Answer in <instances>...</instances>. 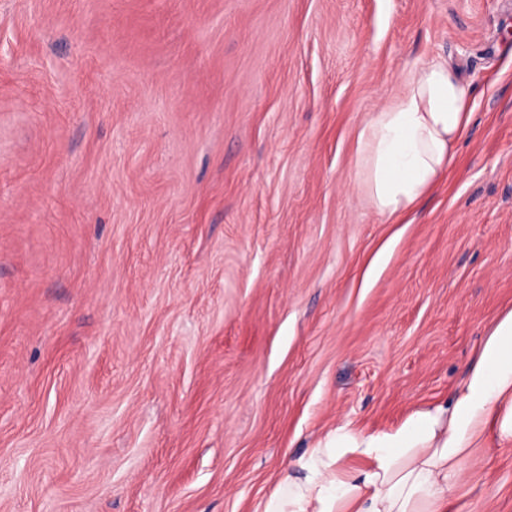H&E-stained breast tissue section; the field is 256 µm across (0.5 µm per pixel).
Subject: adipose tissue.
Masks as SVG:
<instances>
[{
  "mask_svg": "<svg viewBox=\"0 0 512 512\" xmlns=\"http://www.w3.org/2000/svg\"><path fill=\"white\" fill-rule=\"evenodd\" d=\"M471 118L469 91L447 62L413 69L358 136L370 205L389 218L409 210L447 173ZM491 428L512 441V311L499 317L448 405L416 410L391 432H327L263 512H449L450 480ZM349 456L366 468L344 467Z\"/></svg>",
  "mask_w": 512,
  "mask_h": 512,
  "instance_id": "1",
  "label": "adipose tissue"
}]
</instances>
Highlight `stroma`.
<instances>
[{"instance_id":"35a3bbf8","label":"stroma","mask_w":512,"mask_h":512,"mask_svg":"<svg viewBox=\"0 0 512 512\" xmlns=\"http://www.w3.org/2000/svg\"><path fill=\"white\" fill-rule=\"evenodd\" d=\"M473 117L400 223L358 134ZM512 310V0H0V512H255L448 402ZM451 512H512L494 431ZM469 91L432 58L403 81L400 93L358 136L359 177L370 205L402 216L448 172L472 118Z\"/></svg>"}]
</instances>
